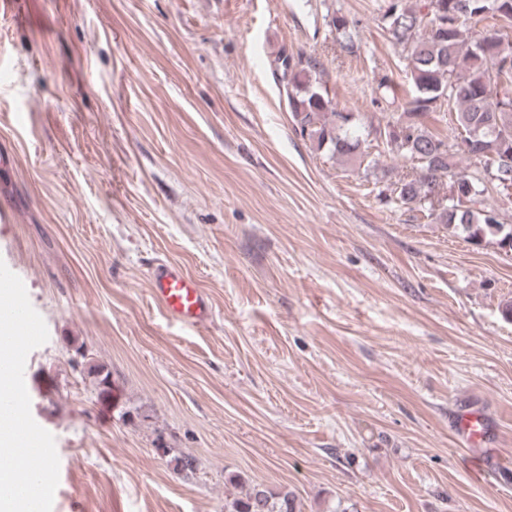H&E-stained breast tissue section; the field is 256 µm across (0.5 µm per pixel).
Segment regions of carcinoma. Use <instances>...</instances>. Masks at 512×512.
<instances>
[{
  "mask_svg": "<svg viewBox=\"0 0 512 512\" xmlns=\"http://www.w3.org/2000/svg\"><path fill=\"white\" fill-rule=\"evenodd\" d=\"M439 11L447 24L421 31L407 44L422 16ZM384 17L395 44L405 53L413 87L405 112L375 129L391 152L412 164L411 171L392 183L396 199L423 207L438 198L442 181H458L471 192L472 207L457 210L449 202L436 214V220L475 246L512 239V224L501 223L492 209L479 208L489 190L512 174V163L500 164L503 157L512 156V118H504L505 108L512 109V97H507L509 89L502 87L504 81L512 84V68L505 70L498 62L502 46L499 22L512 23V0H467L465 10L460 8V0H429L427 7L416 0H390ZM478 26L482 27L479 37L469 38V31ZM291 60L286 52L278 58L281 79L290 87L288 108L295 132L334 157L367 159L366 140L348 131L351 114L337 110L328 92L313 80L316 62L309 59L299 69ZM445 104L458 130V141L453 144L424 126V118ZM491 157L497 159L495 181L488 178L484 166ZM463 158L473 162L475 170L462 166ZM224 512L301 509L293 493L255 484L242 496L225 500Z\"/></svg>",
  "mask_w": 512,
  "mask_h": 512,
  "instance_id": "1",
  "label": "carcinoma"
}]
</instances>
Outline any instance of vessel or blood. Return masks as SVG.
<instances>
[{"label":"vessel or blood","mask_w":512,"mask_h":512,"mask_svg":"<svg viewBox=\"0 0 512 512\" xmlns=\"http://www.w3.org/2000/svg\"><path fill=\"white\" fill-rule=\"evenodd\" d=\"M152 293L165 315L172 321L201 326L212 316V305L198 282L174 263L163 261L153 265L150 280ZM457 440L473 453L482 473L494 474L501 468L497 454L491 448L495 428L489 418L474 407H457L452 418ZM51 457H27L23 460L22 477L30 481L43 473H55Z\"/></svg>","instance_id":"1"}]
</instances>
